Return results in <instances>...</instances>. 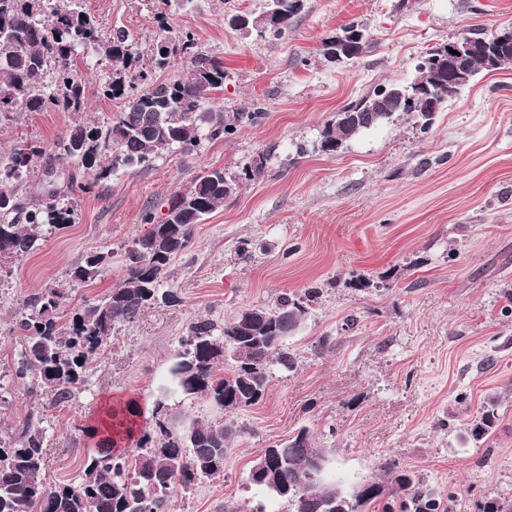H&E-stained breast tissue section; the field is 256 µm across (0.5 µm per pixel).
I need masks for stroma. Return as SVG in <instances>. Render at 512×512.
I'll return each instance as SVG.
<instances>
[{"mask_svg": "<svg viewBox=\"0 0 512 512\" xmlns=\"http://www.w3.org/2000/svg\"><path fill=\"white\" fill-rule=\"evenodd\" d=\"M85 4L104 31L137 36L145 56L162 23L192 31L227 73L210 108L229 115L257 102L265 112L233 135L165 152L90 193L80 189L87 174L57 160L55 186L75 197V222L43 233L39 250L0 277V383L11 388L0 431L36 420L47 480L74 481L97 446L89 428L99 408L155 400L191 322L221 324L283 292L316 287L320 297L287 342L297 368L273 369L260 402L227 413L171 394L168 408L181 419L224 420L241 431L223 478L178 495L173 512H288L287 501L249 485L248 474L263 448L303 427L327 449L330 474L344 487L379 476L391 458L450 512H481L512 495V67L480 72L428 129L399 113L336 154L315 149L336 112L376 88L413 81L428 50L464 29H511L512 0H303L278 41L231 24L263 0H195L177 13L164 0ZM353 22L367 31V51L328 62L326 42ZM119 107L93 95L79 114L16 113L0 122V149L24 139L54 149L68 129ZM261 151L269 154L262 178L197 225L193 246L172 262L164 286L179 303L149 307L118 329L90 359L88 385L63 407L46 408L39 392L15 383L20 341L10 326L26 298L66 284L93 250L111 253V262L95 282L72 288L71 302L102 295L121 279L124 244L148 232L146 211L162 216L198 173L238 174ZM355 273L371 287H345ZM491 394L499 397L496 430L473 441L465 424Z\"/></svg>", "mask_w": 512, "mask_h": 512, "instance_id": "stroma-1", "label": "stroma"}]
</instances>
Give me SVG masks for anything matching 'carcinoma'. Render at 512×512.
Returning a JSON list of instances; mask_svg holds the SVG:
<instances>
[{
  "label": "carcinoma",
  "instance_id": "cac0c4a2",
  "mask_svg": "<svg viewBox=\"0 0 512 512\" xmlns=\"http://www.w3.org/2000/svg\"><path fill=\"white\" fill-rule=\"evenodd\" d=\"M265 2L273 24L257 36H288L301 4ZM163 32L157 43L166 48L153 49L148 65L141 61L136 39L124 29L104 33L84 0H0V120L15 112L85 111L91 84L88 60H95L94 66L104 71L95 84L96 95L120 100L122 107L103 123L76 126L58 142L61 156L94 173L83 186L90 193L121 171L150 167L172 148L189 153L202 138L231 135L237 126L261 116L257 103L229 118L204 108L208 95L224 87V63L200 53L191 33L174 34L169 27ZM461 35L476 46L469 66L476 73L490 70L492 58L503 49L501 34L465 30ZM177 55L191 58L190 70L159 80L156 70ZM418 70L417 83L435 88L451 80L453 66L437 47L426 53ZM401 91L398 85L377 89L336 113L321 132L320 151L333 155L344 142L394 113L426 108L424 103L399 105ZM46 157L38 141L0 153V264L36 251L42 227L59 230L73 223L74 199L52 190L32 205L22 193L39 171L53 170ZM267 160V153H257L233 178L222 169L203 171L187 192L170 200L162 217L145 212L151 229L126 246L122 279L107 294L74 307L68 289L54 286L23 304L12 327L21 341L16 379L32 377L31 389L41 392L50 409L71 401L87 383L89 358L105 351L115 329L135 322L146 308L177 301L163 288L169 265L192 246L195 226L235 196L242 183L259 179ZM109 258L90 252L70 269L69 284L94 282ZM319 295L317 288L283 293L271 306L238 311L222 327L209 319L191 323L168 368L171 385L188 399L205 396L225 411L256 404L268 389L272 366L295 368L286 340ZM227 360L233 367L218 374V364ZM498 420V396L490 395L467 435L480 441ZM237 434L222 421L201 418L177 428L159 397L153 402L151 427L140 432L131 449L101 444L84 460L79 480L57 484L44 477V432L29 419L20 432L0 437V512H171L179 491L224 476V457ZM327 463L326 449L301 448L291 435L261 450L249 480L287 501L291 512H336V504L353 500L354 492L336 486ZM380 470L384 478L362 482L363 501L350 512H368L388 497L403 499L414 512H438L440 503L414 472L393 460L383 462Z\"/></svg>",
  "mask_w": 512,
  "mask_h": 512
}]
</instances>
